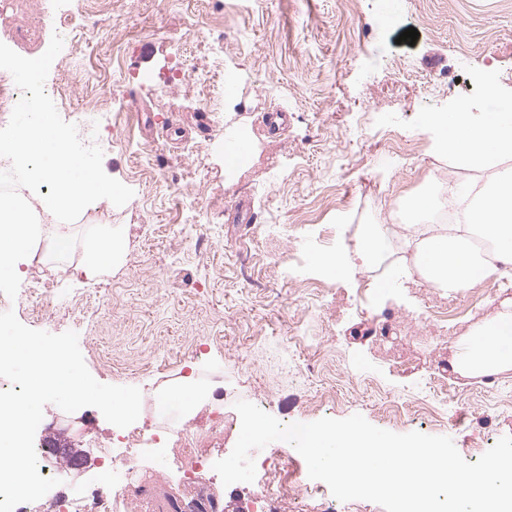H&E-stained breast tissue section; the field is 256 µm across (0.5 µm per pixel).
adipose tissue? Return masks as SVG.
<instances>
[{
	"instance_id": "1",
	"label": "adipose tissue",
	"mask_w": 512,
	"mask_h": 512,
	"mask_svg": "<svg viewBox=\"0 0 512 512\" xmlns=\"http://www.w3.org/2000/svg\"><path fill=\"white\" fill-rule=\"evenodd\" d=\"M485 95L493 111L475 112L463 102L451 112H432L425 118L435 151L446 153L455 166L494 173L478 191L467 223L432 228L416 243L417 269L451 293L478 279L499 278L505 267H512V168L501 165L503 158L512 157V113L501 111L494 82L486 83ZM121 248V238L111 226L100 225L84 243L80 272L93 276L112 263ZM451 367L465 377L512 369V299L466 336Z\"/></svg>"
}]
</instances>
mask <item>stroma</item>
<instances>
[{
	"mask_svg": "<svg viewBox=\"0 0 512 512\" xmlns=\"http://www.w3.org/2000/svg\"><path fill=\"white\" fill-rule=\"evenodd\" d=\"M398 2L384 29L378 0H112L100 13L93 0H60L74 26L97 34L64 44L62 67L46 82L88 72L95 81L74 84L55 106L75 125L100 106L114 116L99 133L103 169L134 196L121 207H87L64 226L38 214L41 243L66 230L72 267L41 320L22 311L18 320L76 332L88 370L105 384L165 391L181 376L205 375L212 390L271 400L278 419L360 414L395 433L450 437L471 463L512 435V370L500 375L503 391L448 373L447 409L436 419L424 411L438 337L456 345L512 297V284L477 280L449 295L413 275L388 295L364 296L367 268L355 260L333 276L315 245L325 235L338 247L353 229L387 223L437 175L478 180L434 156L423 119L461 100L483 111L489 79L512 101V0ZM411 27L416 43L399 42ZM219 35L224 65L235 72L234 100L212 112L195 77L174 75L186 57L197 74L214 71L208 43ZM276 112L288 115L278 132L268 124ZM231 129L249 132L253 152L232 179L224 170ZM392 143L397 154L381 164ZM190 205L211 231L212 246L200 252L186 240ZM262 222L281 238L279 264L254 238ZM99 224L121 235L123 253L88 278L75 265ZM91 289L111 295V304L87 299ZM437 302L446 321L423 323ZM378 307L393 309L414 336L405 362L364 336ZM300 324L306 339L290 341ZM299 363L313 366L312 377L296 371ZM390 398L403 405L402 417L384 411ZM42 422L46 436L86 452L90 465L108 462L116 427L97 408L66 414L49 404ZM138 494L150 512H178L177 461Z\"/></svg>",
	"mask_w": 512,
	"mask_h": 512,
	"instance_id": "obj_1",
	"label": "stroma"
}]
</instances>
